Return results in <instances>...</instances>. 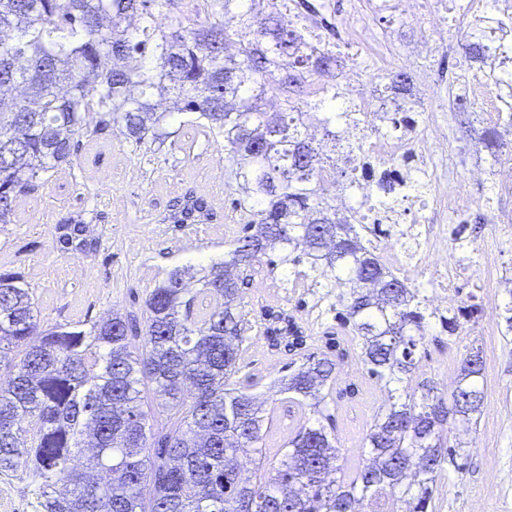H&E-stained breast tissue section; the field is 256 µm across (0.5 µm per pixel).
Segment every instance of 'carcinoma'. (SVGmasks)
<instances>
[{
	"mask_svg": "<svg viewBox=\"0 0 512 512\" xmlns=\"http://www.w3.org/2000/svg\"><path fill=\"white\" fill-rule=\"evenodd\" d=\"M510 28L494 20L465 54L485 59V33ZM0 33V95L23 88L0 106V224L33 181L73 167L82 138L116 131L148 153L175 136L176 113L224 139L225 172L247 218L226 260L198 271L220 307L191 319L189 269L170 271L145 301L139 355L128 349L133 323L117 316L87 330H40L25 281L0 272V364L10 374L0 387V472L27 466L41 512H433L448 425L479 411L483 364L469 355L449 397L428 381L404 386L432 314L371 247L370 227L336 223L312 164L316 146L302 132L309 82L335 78L333 50L307 51L305 32L284 25L273 0H0ZM324 109L334 141L336 101ZM208 216L205 199L190 194L163 222ZM265 257L273 269L305 262L297 275L349 288L332 307H342L336 316L362 339L368 373L388 388L348 484L335 477L336 438L322 424L324 389L348 351L332 338L336 359L306 354L307 337L283 309L261 313L263 333L304 359L283 391L319 420L288 440L270 481L241 477L264 418L251 395L230 387L248 325L236 301L241 275ZM474 314L470 306L440 317L442 332L458 335ZM149 391L179 420L155 448L145 431ZM34 418L40 428L27 442ZM76 448L92 449L80 469ZM401 484L402 511L387 497Z\"/></svg>",
	"mask_w": 512,
	"mask_h": 512,
	"instance_id": "cac0c4a2",
	"label": "carcinoma"
}]
</instances>
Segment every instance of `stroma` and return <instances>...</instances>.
Here are the masks:
<instances>
[{
	"instance_id": "35a3bbf8",
	"label": "stroma",
	"mask_w": 512,
	"mask_h": 512,
	"mask_svg": "<svg viewBox=\"0 0 512 512\" xmlns=\"http://www.w3.org/2000/svg\"><path fill=\"white\" fill-rule=\"evenodd\" d=\"M448 140L455 177L465 182L474 164L495 169L491 150L476 146L485 128L481 112L447 108ZM224 140L185 124L177 136L152 157L143 156L122 136L81 142L72 168L39 180L16 200L12 223L0 224V270L19 273L33 292L40 326L98 323L111 315L142 319L150 292L174 268L199 270L223 262L224 254L242 236L244 221L237 195L224 191ZM204 198L220 194L205 224H166L168 214L186 192ZM471 218L463 237L471 266L456 285L458 303L504 307L512 294V238L482 221L485 205L512 208V195L493 199L488 185L468 191ZM91 212L98 235H86V248L64 243L62 223L78 212ZM498 255L497 272H488L482 255ZM326 286L295 277L288 269L252 268L240 289L241 310L257 320L262 309L288 310L310 340V352L325 354V340L342 335L330 311ZM431 321L430 335L415 352V370L408 386L429 380L444 393L457 385L467 354L483 358L484 399L470 422H456L451 442L459 446L455 465L447 466L434 493V512H512V332L505 321L489 329L482 318L464 323L459 335L439 348ZM290 355L269 347L259 330L249 331L241 347L239 371L232 382L258 398L263 408L261 464L245 463L243 477H270L288 439L311 419L310 409L290 407L278 381L288 373ZM354 395H343L346 386ZM336 390L326 398L336 417L333 432L340 450L344 480H352L367 456L365 438L374 416L386 404L382 383L362 363L361 341L353 339L346 362L337 369ZM36 480L27 467L0 474V512H37Z\"/></svg>"
}]
</instances>
